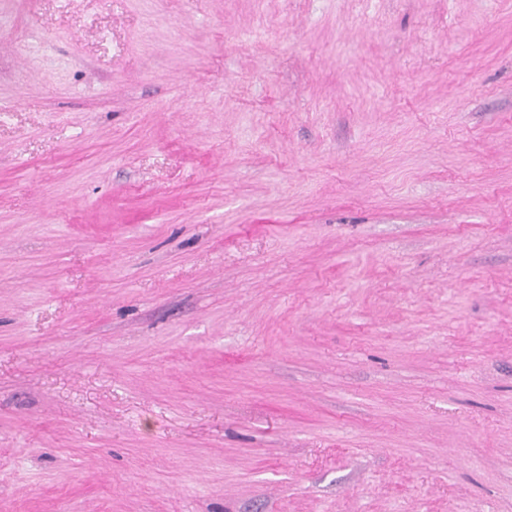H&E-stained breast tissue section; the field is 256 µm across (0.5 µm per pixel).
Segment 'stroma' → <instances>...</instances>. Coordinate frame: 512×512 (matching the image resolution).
<instances>
[{
	"label": "stroma",
	"instance_id": "stroma-1",
	"mask_svg": "<svg viewBox=\"0 0 512 512\" xmlns=\"http://www.w3.org/2000/svg\"><path fill=\"white\" fill-rule=\"evenodd\" d=\"M0 512H512V0H0Z\"/></svg>",
	"mask_w": 512,
	"mask_h": 512
}]
</instances>
